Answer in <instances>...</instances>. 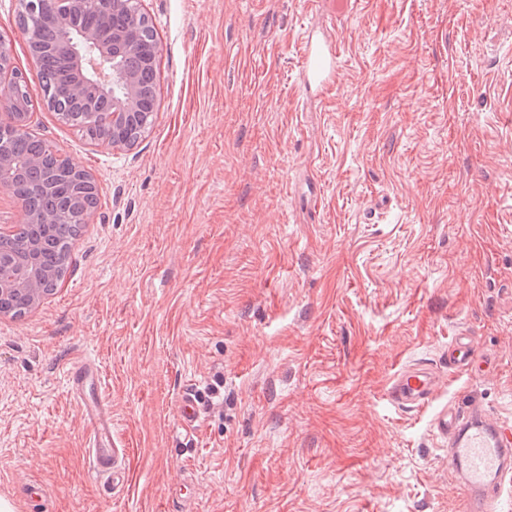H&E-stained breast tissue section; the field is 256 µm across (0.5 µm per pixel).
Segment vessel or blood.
I'll return each mask as SVG.
<instances>
[{"label": "vessel or blood", "mask_w": 512, "mask_h": 512, "mask_svg": "<svg viewBox=\"0 0 512 512\" xmlns=\"http://www.w3.org/2000/svg\"><path fill=\"white\" fill-rule=\"evenodd\" d=\"M301 57L303 84L325 88L332 83L339 63L333 40L304 37ZM448 365L472 373L482 361L461 336L448 347ZM68 385L89 429L94 469L111 484H125V451L112 437V412L100 391L98 366L81 362L69 371ZM439 387L437 373L411 366L392 379L387 396L393 406L423 408L435 399ZM200 416L196 397L184 394L179 400L181 426L192 427ZM434 429L448 442V465L462 501L461 512H502L505 502L512 500V422L478 406L461 411L446 406L436 415Z\"/></svg>", "instance_id": "b4317fda"}]
</instances>
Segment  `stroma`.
Listing matches in <instances>:
<instances>
[{
  "label": "stroma",
  "instance_id": "1",
  "mask_svg": "<svg viewBox=\"0 0 512 512\" xmlns=\"http://www.w3.org/2000/svg\"><path fill=\"white\" fill-rule=\"evenodd\" d=\"M160 56L123 152L32 96L29 131L99 196L62 284L0 317V497L14 512H458L436 408L512 419V0H138ZM331 33L337 79L300 83ZM466 331L487 372L449 370ZM94 360L125 448L95 473L70 368ZM431 406L385 399L402 368ZM224 382L198 426L183 392ZM44 490L27 501L28 484ZM151 74L152 77L150 81L147 82L142 89V103L140 107L131 114L127 122L125 135L128 140L118 137L117 134H113L112 138L103 136L97 140L110 146L112 151L130 148L132 144L129 143V140L133 143L138 142L152 124L155 112L156 78L155 72L152 70ZM439 387L440 377L437 373L422 366H411L392 379L387 396L395 407L423 408L435 399ZM201 416V409L196 397L191 393L184 394L179 400V422L182 427L190 428Z\"/></svg>",
  "mask_w": 512,
  "mask_h": 512
}]
</instances>
